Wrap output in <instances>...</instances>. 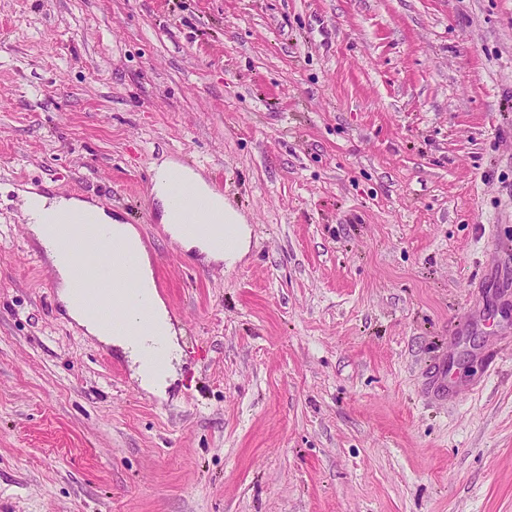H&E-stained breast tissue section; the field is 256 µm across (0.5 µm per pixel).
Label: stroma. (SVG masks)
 I'll return each mask as SVG.
<instances>
[{
  "instance_id": "1",
  "label": "stroma",
  "mask_w": 512,
  "mask_h": 512,
  "mask_svg": "<svg viewBox=\"0 0 512 512\" xmlns=\"http://www.w3.org/2000/svg\"><path fill=\"white\" fill-rule=\"evenodd\" d=\"M167 158L234 268L165 232ZM26 189L140 230L168 399L65 316ZM508 241L512 0H0V512H512ZM156 182L153 187L154 200L161 211V222L172 241L184 250H196L207 263L223 264L224 268H232L248 252L250 227L245 216L234 206L224 200V196L216 194L209 184L197 172L182 167L172 160L165 159L154 166ZM178 175L191 183L195 189L209 200V208L195 218L199 209L192 205L194 199L200 200L192 189L183 183L174 188L176 198L182 203L193 224L224 225V245L206 234L202 229L189 230L185 224V216L177 209L172 198L169 178Z\"/></svg>"
}]
</instances>
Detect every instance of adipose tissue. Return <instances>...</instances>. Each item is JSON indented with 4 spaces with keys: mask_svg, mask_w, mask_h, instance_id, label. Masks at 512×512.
<instances>
[{
    "mask_svg": "<svg viewBox=\"0 0 512 512\" xmlns=\"http://www.w3.org/2000/svg\"><path fill=\"white\" fill-rule=\"evenodd\" d=\"M154 170V200L160 208L161 222L170 239L183 249L197 251L206 262L227 268L238 263L249 249L250 227L245 216L222 195L216 194L197 172L169 159L160 161ZM174 175L191 183L209 201L208 209L196 218V230L187 228L185 217L172 198L170 178ZM21 201L23 219L33 241L42 249L50 269L57 276L58 298L69 318L83 329L85 335L120 353L128 361L132 378L141 390L166 397L179 378V331L155 287L151 256L136 228L121 222L99 205L77 197L25 192ZM62 211L80 215L91 226L110 225L120 247L119 257L133 258L137 287L146 294L150 303L152 330L162 336L165 343L160 361L153 366L145 365L144 344L133 338L132 314L116 313L108 321L87 315L74 287V262L68 252L49 236L52 219Z\"/></svg>",
    "mask_w": 512,
    "mask_h": 512,
    "instance_id": "1",
    "label": "adipose tissue"
}]
</instances>
